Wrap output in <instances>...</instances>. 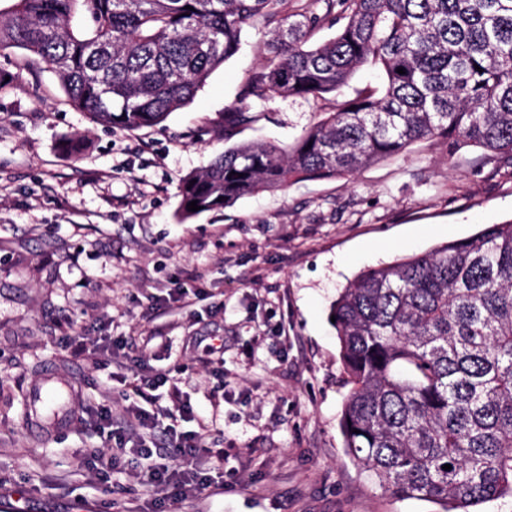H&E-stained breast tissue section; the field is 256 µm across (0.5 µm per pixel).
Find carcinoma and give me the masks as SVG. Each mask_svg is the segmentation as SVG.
<instances>
[{
	"label": "carcinoma",
	"mask_w": 512,
	"mask_h": 512,
	"mask_svg": "<svg viewBox=\"0 0 512 512\" xmlns=\"http://www.w3.org/2000/svg\"><path fill=\"white\" fill-rule=\"evenodd\" d=\"M325 23L335 37L308 45ZM258 24L266 61L224 112L230 146L181 179L183 219L423 140L512 167V0H15L0 52L36 55L75 110L135 131L190 103ZM366 64L382 89L346 93ZM330 94L335 110L289 149L234 141L256 105ZM331 315L350 384L340 431L379 488L442 512L512 496V220L360 271Z\"/></svg>",
	"instance_id": "obj_1"
}]
</instances>
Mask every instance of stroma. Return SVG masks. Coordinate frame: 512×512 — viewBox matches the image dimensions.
Returning a JSON list of instances; mask_svg holds the SVG:
<instances>
[{
  "label": "stroma",
  "instance_id": "35a3bbf8",
  "mask_svg": "<svg viewBox=\"0 0 512 512\" xmlns=\"http://www.w3.org/2000/svg\"><path fill=\"white\" fill-rule=\"evenodd\" d=\"M261 27L194 100L159 126L104 127L75 111L46 63L0 52V500L34 512H153L142 467L121 460L87 482L109 442L69 419L32 426L31 390L63 379L107 399L129 424L133 373L172 369L158 406L204 452L176 457L210 487L172 512H437L384 493L347 454L349 390L330 311L364 268L425 253L512 219V168L427 140L351 178L262 191L190 220L183 176L226 149L224 113L261 61ZM333 99L276 97L241 140L292 146ZM84 138L70 158L62 140ZM81 334L123 340L116 356H78ZM222 352L206 354L211 337Z\"/></svg>",
  "mask_w": 512,
  "mask_h": 512
}]
</instances>
